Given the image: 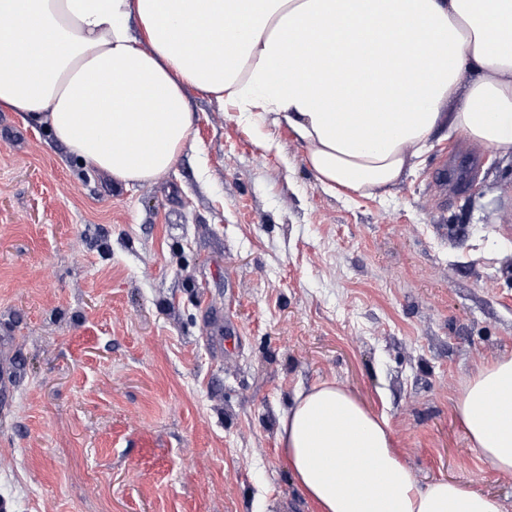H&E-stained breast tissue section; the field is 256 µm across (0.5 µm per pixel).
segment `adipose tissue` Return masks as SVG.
I'll return each mask as SVG.
<instances>
[{
    "label": "adipose tissue",
    "mask_w": 512,
    "mask_h": 512,
    "mask_svg": "<svg viewBox=\"0 0 512 512\" xmlns=\"http://www.w3.org/2000/svg\"><path fill=\"white\" fill-rule=\"evenodd\" d=\"M0 18V109L127 187L175 163L190 88L274 115L331 190L385 192L445 124L512 155V0H0ZM455 409L478 457L511 474L512 355ZM278 443L315 512H501L420 484L388 419L333 382L295 394Z\"/></svg>",
    "instance_id": "1"
}]
</instances>
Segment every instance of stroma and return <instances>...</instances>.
<instances>
[{"instance_id":"stroma-1","label":"stroma","mask_w":512,"mask_h":512,"mask_svg":"<svg viewBox=\"0 0 512 512\" xmlns=\"http://www.w3.org/2000/svg\"><path fill=\"white\" fill-rule=\"evenodd\" d=\"M131 187L0 110V502L10 512H313L277 447L343 384L420 483L512 512L454 405L512 354V158L439 129L384 196L324 188L286 125L188 89Z\"/></svg>"}]
</instances>
